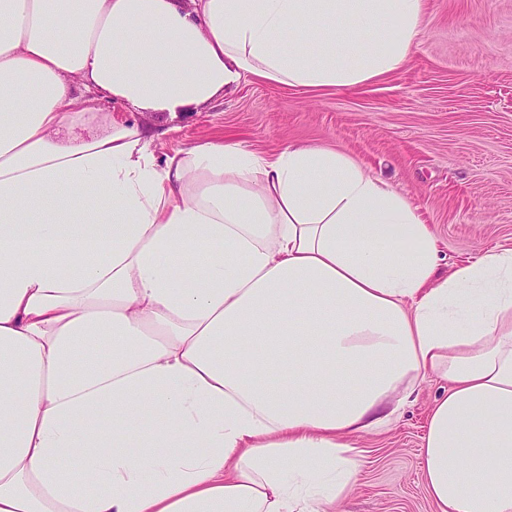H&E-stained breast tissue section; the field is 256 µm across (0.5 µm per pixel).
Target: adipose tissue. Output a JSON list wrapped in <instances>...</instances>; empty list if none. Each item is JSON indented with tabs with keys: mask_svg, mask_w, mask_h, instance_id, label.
<instances>
[{
	"mask_svg": "<svg viewBox=\"0 0 512 512\" xmlns=\"http://www.w3.org/2000/svg\"><path fill=\"white\" fill-rule=\"evenodd\" d=\"M426 23L425 0H0V512H326L432 376L437 512H512V250L438 276L416 207L347 153H160L143 122L249 75L359 86Z\"/></svg>",
	"mask_w": 512,
	"mask_h": 512,
	"instance_id": "1",
	"label": "adipose tissue"
}]
</instances>
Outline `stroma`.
<instances>
[{
	"label": "stroma",
	"mask_w": 512,
	"mask_h": 512,
	"mask_svg": "<svg viewBox=\"0 0 512 512\" xmlns=\"http://www.w3.org/2000/svg\"><path fill=\"white\" fill-rule=\"evenodd\" d=\"M427 14L416 53L385 78L352 90L250 76L206 107L148 117L155 144L340 149L418 207L438 240L439 275L512 249V0H427ZM447 390L423 383L396 424L361 437L357 484L338 512H436L421 453Z\"/></svg>",
	"instance_id": "1"
}]
</instances>
